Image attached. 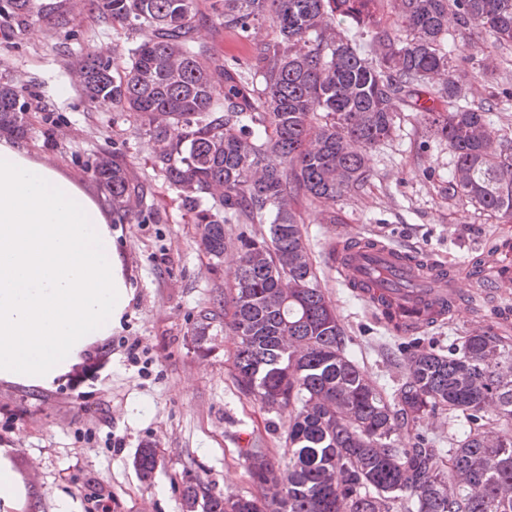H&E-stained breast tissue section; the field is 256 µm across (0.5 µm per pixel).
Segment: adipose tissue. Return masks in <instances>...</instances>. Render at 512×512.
I'll return each mask as SVG.
<instances>
[{
  "instance_id": "obj_1",
  "label": "adipose tissue",
  "mask_w": 512,
  "mask_h": 512,
  "mask_svg": "<svg viewBox=\"0 0 512 512\" xmlns=\"http://www.w3.org/2000/svg\"><path fill=\"white\" fill-rule=\"evenodd\" d=\"M133 295L100 202L0 138V380L52 386Z\"/></svg>"
}]
</instances>
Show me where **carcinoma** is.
Segmentation results:
<instances>
[{"mask_svg": "<svg viewBox=\"0 0 512 512\" xmlns=\"http://www.w3.org/2000/svg\"><path fill=\"white\" fill-rule=\"evenodd\" d=\"M375 2L216 0L226 28L250 37L272 27L251 66L256 86L208 56L196 0H88L92 22H132L150 36L121 64L86 52L83 95L140 121L152 169L179 193L204 251L218 261L238 252L230 288L196 315L193 335L201 342L228 328L237 388L288 410V461L247 450L261 493L223 496L189 480L182 512H512V434L498 428L512 424V345L474 331L447 353L411 354L406 379L390 394L379 389L347 353L292 208L302 191L336 222L329 209L365 181L395 112L421 111L425 95L442 105L426 113L456 159L448 190L512 223V143L497 141L489 109L460 104L444 47L451 27L472 22L512 43V0H389L395 22L384 27ZM1 11L69 24L62 5L42 0H4ZM27 131L24 87L0 84V133ZM89 171L112 212L131 220L143 188L109 155ZM227 224H267L269 236L233 239ZM439 411L463 427L446 468L433 440L413 434ZM137 465L146 477L154 471L152 445Z\"/></svg>", "mask_w": 512, "mask_h": 512, "instance_id": "obj_1", "label": "carcinoma"}]
</instances>
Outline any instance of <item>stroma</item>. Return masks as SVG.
Returning <instances> with one entry per match:
<instances>
[{
    "label": "stroma",
    "mask_w": 512,
    "mask_h": 512,
    "mask_svg": "<svg viewBox=\"0 0 512 512\" xmlns=\"http://www.w3.org/2000/svg\"><path fill=\"white\" fill-rule=\"evenodd\" d=\"M197 3L198 34L213 61L247 71L255 41L219 24L213 0ZM62 5L70 19L65 28L36 17L22 26L0 14V83L28 89L31 127L24 143L103 203L108 196L88 167L98 155L113 154L143 185V206L155 217L111 223L134 289L122 331L90 346L57 385L0 380V448L10 449L27 489L22 512H54L61 496L71 499L73 512H90L94 492L108 497L109 512H181L190 478L227 496L253 493L243 451L262 448L283 457L288 415L238 390L231 375L234 336L221 332L198 344L191 334L197 312L229 286L238 255L227 251L218 264L205 253L177 191L153 171L139 121L90 104L81 93V49L99 48L122 61L148 30L92 26L76 0ZM445 46L465 78V101L490 108L499 138L512 140V46L473 24L451 28ZM64 86L69 95H61ZM453 170L447 143L433 135L422 113L405 111L397 113L392 136L371 151L366 184L337 199L335 223H326L305 194L294 198L319 284L345 329L347 352L386 391L401 382L410 353L460 345L475 319L512 343V288L493 303L470 286V309L405 336L376 318L328 260L336 241L372 237L427 261H454L465 274L476 250L495 233L512 235V223L449 196ZM134 340L140 343L135 364L125 348ZM148 442L159 464L145 479L135 457Z\"/></svg>",
    "instance_id": "35a3bbf8"
}]
</instances>
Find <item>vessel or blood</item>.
<instances>
[{"label":"vessel or blood","mask_w":512,"mask_h":512,"mask_svg":"<svg viewBox=\"0 0 512 512\" xmlns=\"http://www.w3.org/2000/svg\"><path fill=\"white\" fill-rule=\"evenodd\" d=\"M334 254L349 287L372 306H385L405 333L420 332L462 308L466 291L451 280L446 265H419L399 247L376 241L339 246ZM473 275L492 293L512 287V263L505 259L476 267Z\"/></svg>","instance_id":"vessel-or-blood-1"}]
</instances>
